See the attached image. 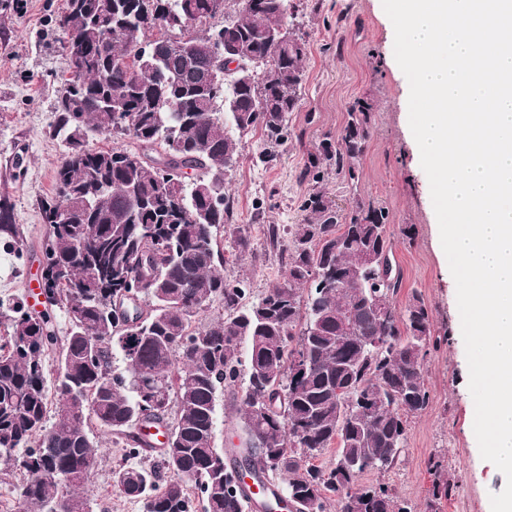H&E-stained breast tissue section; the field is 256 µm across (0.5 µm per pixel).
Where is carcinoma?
Segmentation results:
<instances>
[{"instance_id": "cac0c4a2", "label": "carcinoma", "mask_w": 512, "mask_h": 512, "mask_svg": "<svg viewBox=\"0 0 512 512\" xmlns=\"http://www.w3.org/2000/svg\"><path fill=\"white\" fill-rule=\"evenodd\" d=\"M73 2L64 0L57 24L82 38L83 70L70 75L55 110L52 136L65 150L41 217L51 227L49 304L67 311L79 299L83 310L63 336L47 311H0V460L27 473L15 512H50L59 498L72 512H91L83 473L100 454L92 428L124 436L136 459L145 451L136 417L150 402L147 422H167L171 439L156 449L158 465L115 470L113 488L143 502L144 512H197L191 486L203 512H246L234 493L236 469L217 463L215 446L218 393L238 388L241 464L265 470L253 441L276 456L268 473L287 477L292 512H326L330 503L339 512H412L380 479L356 485L362 464L376 462L381 475L397 464L409 418L429 404L431 310L416 294L397 308L400 275L367 260L391 261L385 208L363 199L342 207L314 188L300 205L304 222L286 229L283 282L249 302L250 281L218 271V230L232 217L226 163L240 158L241 135L262 131L257 158L269 164L292 134L308 46L296 35L284 45L271 40L294 16L290 0L245 12L239 0H82L78 9ZM221 12L224 24L211 25ZM185 20L201 27L187 54L176 48ZM215 35L236 43L242 70L224 73ZM157 43L172 46L158 66L141 51ZM371 122V104L358 99L340 140L309 154L306 174L322 181L325 164L359 179ZM89 132L127 137L135 148H91ZM177 169L196 176L175 193L165 175ZM3 206L0 238L20 253L6 197ZM377 294L390 301L383 318L368 305ZM214 301L224 316L193 329ZM116 350L126 361L119 373ZM333 446L335 462L315 465Z\"/></svg>"}]
</instances>
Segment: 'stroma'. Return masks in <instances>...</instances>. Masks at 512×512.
I'll list each match as a JSON object with an SVG mask.
<instances>
[{
    "instance_id": "1",
    "label": "stroma",
    "mask_w": 512,
    "mask_h": 512,
    "mask_svg": "<svg viewBox=\"0 0 512 512\" xmlns=\"http://www.w3.org/2000/svg\"><path fill=\"white\" fill-rule=\"evenodd\" d=\"M64 0H0V197H8L24 239L22 251L0 242V305L26 301L28 280L38 279L49 237L42 200L53 195L59 139L50 134L55 107L66 89L61 41L54 19ZM299 34L308 43L303 89L290 119L293 131L276 162L257 161L260 131L243 135L242 156L229 176L233 221L246 225L256 259L238 260L228 232L218 234L225 278L249 277L254 294L282 281L285 261L270 244V225L297 224L312 184L303 176L308 155L323 140H336L356 99L368 100L374 122L349 183L328 171L322 189L339 204L355 198L385 208L392 254L402 277L397 306L420 295L432 311L440 344L424 365L429 405L411 417L405 451L385 475H361V483L385 479L413 512H489L490 496L505 477L483 460L473 430V399L456 286L440 243L430 185L417 158L408 122L409 83L394 54V28L382 0H292ZM88 481L92 512H143L140 502L112 487V473L126 463L121 437L107 434ZM442 463L431 469V461ZM450 498H433L439 481Z\"/></svg>"
}]
</instances>
